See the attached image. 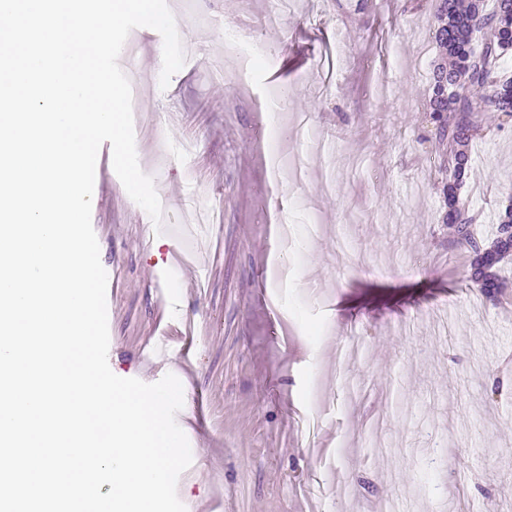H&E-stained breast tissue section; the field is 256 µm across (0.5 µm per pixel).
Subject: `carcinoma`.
Returning <instances> with one entry per match:
<instances>
[{"mask_svg":"<svg viewBox=\"0 0 512 512\" xmlns=\"http://www.w3.org/2000/svg\"><path fill=\"white\" fill-rule=\"evenodd\" d=\"M433 19L442 63L431 83L430 141L445 175L444 223L469 253L472 281L492 291L501 287V271L512 256V200L488 237L480 232V215L462 188L470 171V147L484 132L480 114L497 112L498 129L512 128V78L498 73L500 58L512 51V0H493L491 6L488 0H434ZM469 87L487 93L474 98L467 94Z\"/></svg>","mask_w":512,"mask_h":512,"instance_id":"obj_1","label":"carcinoma"}]
</instances>
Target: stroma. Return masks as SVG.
Segmentation results:
<instances>
[{
  "label": "stroma",
  "instance_id": "1",
  "mask_svg": "<svg viewBox=\"0 0 512 512\" xmlns=\"http://www.w3.org/2000/svg\"><path fill=\"white\" fill-rule=\"evenodd\" d=\"M167 4L190 48L168 87L153 29L119 57L166 220L145 233L106 142L91 221L111 370L182 384L186 512H512V270L485 295L442 220L431 0H289L265 29L277 0ZM253 27L247 66L224 32ZM273 111L299 177L262 144ZM483 124L466 192L488 235L512 129Z\"/></svg>",
  "mask_w": 512,
  "mask_h": 512
}]
</instances>
